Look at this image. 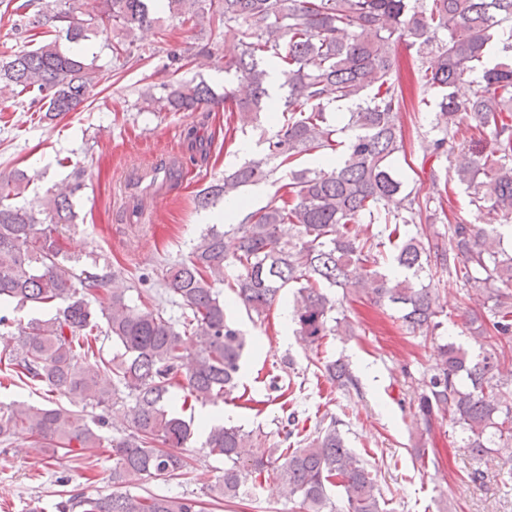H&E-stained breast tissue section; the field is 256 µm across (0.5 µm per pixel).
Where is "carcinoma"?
<instances>
[{"label": "carcinoma", "instance_id": "obj_1", "mask_svg": "<svg viewBox=\"0 0 512 512\" xmlns=\"http://www.w3.org/2000/svg\"><path fill=\"white\" fill-rule=\"evenodd\" d=\"M33 0L13 8L20 34L37 28L66 33L79 43L119 32L112 58L131 57L130 36L158 26L152 0H63L57 8L29 14ZM181 22L224 26L240 49L232 66L241 73L245 93L224 92V111L246 124L269 96L260 60L276 58L288 86V119L268 139L267 154L203 188L196 196L205 207L269 175L268 161L291 163L321 149L344 147L328 169L289 171L285 192L253 211L226 232L204 233L185 259L166 270L164 289L180 301L175 321L156 301L128 304V288L115 275L79 269L60 244L61 229L74 219L71 196L83 186L84 170L73 182L46 190L42 209L14 203L38 174L16 170L0 177V327L8 328L11 348L3 378L81 399L84 405L112 404L125 396L131 404L127 427L112 437L100 432L104 418L89 425L80 412L62 405L33 406L0 402V444L20 436L32 447L76 461L94 448L112 452V484L134 480L168 482L188 474L178 452L191 437V422L168 410L171 389L183 403H216L235 388L246 345L242 332L225 314L224 267H237L230 285L250 314L266 317L285 288L293 289L298 335L319 345L328 336H351L347 318L328 315L342 291L367 297L375 307H391L409 333L432 335L442 326L439 295L421 276L435 266L460 279L463 297L475 301L464 326L473 345L447 341L435 347L426 389L414 417L429 431L448 420L461 432V447L472 461L469 478H484L480 462L502 461L512 477V245L493 224H450L448 231H400L416 223L434 198L424 200L405 188L393 156L403 151L397 114L404 104L393 79L396 43L409 39L420 61V102L437 96L434 128L442 137L428 148L455 157L445 178L431 174L436 187L454 179L465 186L478 213L512 217V63L483 71L473 96L461 100L456 87L474 72L494 34L512 29V0H166ZM96 59L66 53L54 39L5 46L0 51V93L29 95V107L53 120L74 112L96 85ZM146 108L195 112L218 104L211 87L168 82L162 93L141 92ZM489 137V153L456 147L462 118ZM296 228L285 239L283 225ZM382 228L364 237L360 226ZM403 272L388 274L387 261ZM106 296L108 303L100 298ZM55 307L53 317L15 322L10 315L30 307ZM195 336V347L184 334ZM104 335L120 347L106 358L95 347ZM326 376L348 392L358 380L342 358L324 365ZM341 420L321 423L304 446L274 456L252 432L216 424L204 442L224 459V478L210 499L244 500L257 479L272 471L300 512H384L376 476L346 445ZM340 489L339 497L331 488ZM58 512H206L204 501L188 496L114 491L107 495L70 494Z\"/></svg>", "mask_w": 512, "mask_h": 512}]
</instances>
